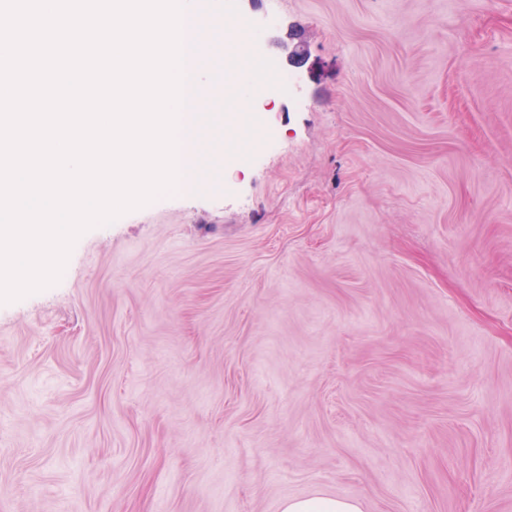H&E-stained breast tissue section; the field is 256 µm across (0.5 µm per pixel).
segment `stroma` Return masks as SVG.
<instances>
[{"instance_id": "1", "label": "stroma", "mask_w": 512, "mask_h": 512, "mask_svg": "<svg viewBox=\"0 0 512 512\" xmlns=\"http://www.w3.org/2000/svg\"><path fill=\"white\" fill-rule=\"evenodd\" d=\"M223 2L213 187L0 304V512H512V0ZM282 512H361L359 502L353 499L333 497H312L288 499L282 505Z\"/></svg>"}]
</instances>
